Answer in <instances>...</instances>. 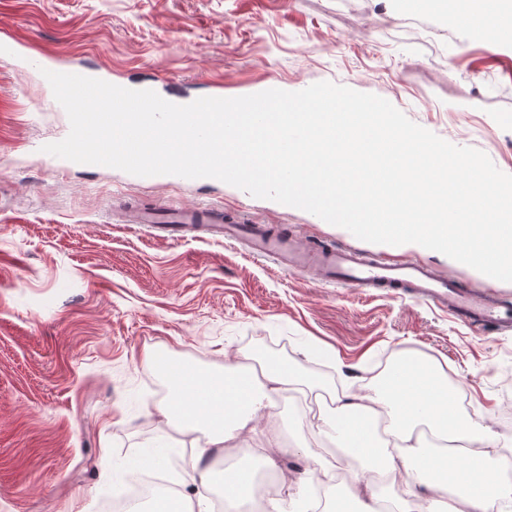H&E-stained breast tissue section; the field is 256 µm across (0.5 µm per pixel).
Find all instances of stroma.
<instances>
[{
	"mask_svg": "<svg viewBox=\"0 0 512 512\" xmlns=\"http://www.w3.org/2000/svg\"><path fill=\"white\" fill-rule=\"evenodd\" d=\"M0 512H104L130 464L168 443L167 477L197 501L191 446L204 431L159 415L163 364L293 366L299 385L260 420L280 436V498L303 491L317 460L351 484L374 468L299 413L308 395L359 390L382 363L446 362L461 408H482L512 438V333H487L405 294L380 297L256 257L221 240H163L134 213L174 205L287 228L303 246L343 244L414 259L462 287L512 283L417 244L356 238L304 210L223 182L135 176L51 159L70 123L31 59L80 64L112 84L187 104L221 94L300 91L329 81L380 96L442 139L512 174V45L444 18L398 14L394 0H0Z\"/></svg>",
	"mask_w": 512,
	"mask_h": 512,
	"instance_id": "obj_1",
	"label": "stroma"
}]
</instances>
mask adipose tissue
Masks as SVG:
<instances>
[{
    "label": "adipose tissue",
    "mask_w": 512,
    "mask_h": 512,
    "mask_svg": "<svg viewBox=\"0 0 512 512\" xmlns=\"http://www.w3.org/2000/svg\"><path fill=\"white\" fill-rule=\"evenodd\" d=\"M165 375L173 399L159 404L168 421L185 429H205L207 446L196 450L195 464L207 462L240 435L257 433V417L297 380L290 364L267 362L261 368L229 365L223 374L198 367L169 365ZM448 376L440 362L394 364L385 379L359 392L338 396L332 415L322 417L326 436L337 447L380 472H400L405 496L385 498L371 485L354 486L357 512H512V483L492 480L491 465L506 448L484 426L481 410L467 414L448 397ZM387 418L379 433L375 423Z\"/></svg>",
    "instance_id": "1"
}]
</instances>
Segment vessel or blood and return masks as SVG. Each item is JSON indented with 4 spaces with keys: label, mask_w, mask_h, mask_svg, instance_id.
I'll return each mask as SVG.
<instances>
[{
    "label": "vessel or blood",
    "mask_w": 512,
    "mask_h": 512,
    "mask_svg": "<svg viewBox=\"0 0 512 512\" xmlns=\"http://www.w3.org/2000/svg\"><path fill=\"white\" fill-rule=\"evenodd\" d=\"M138 221L171 236L212 229L229 242L246 244L255 255L287 260L297 271L316 270L323 280L387 295L401 292L432 302L466 323L497 333L512 329V304L503 303L482 288H459L415 260L367 258L335 246L292 251L287 241L267 233L262 225L225 223L224 213L218 209L191 212L174 207L165 215L144 211Z\"/></svg>",
    "instance_id": "obj_1"
}]
</instances>
